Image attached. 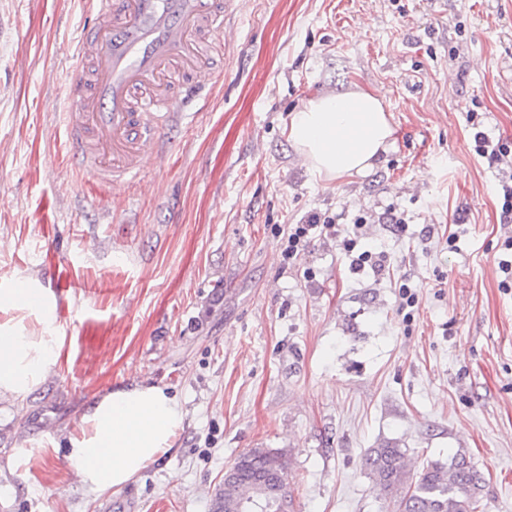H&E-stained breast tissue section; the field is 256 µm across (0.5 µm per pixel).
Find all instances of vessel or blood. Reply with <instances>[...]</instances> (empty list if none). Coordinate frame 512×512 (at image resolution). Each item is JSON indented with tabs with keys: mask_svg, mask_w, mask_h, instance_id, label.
I'll return each instance as SVG.
<instances>
[{
	"mask_svg": "<svg viewBox=\"0 0 512 512\" xmlns=\"http://www.w3.org/2000/svg\"><path fill=\"white\" fill-rule=\"evenodd\" d=\"M235 0H109L83 34L68 84L67 145L103 183L136 180L194 92Z\"/></svg>",
	"mask_w": 512,
	"mask_h": 512,
	"instance_id": "vessel-or-blood-1",
	"label": "vessel or blood"
}]
</instances>
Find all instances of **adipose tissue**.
<instances>
[{"instance_id": "ef3b65f1", "label": "adipose tissue", "mask_w": 512, "mask_h": 512, "mask_svg": "<svg viewBox=\"0 0 512 512\" xmlns=\"http://www.w3.org/2000/svg\"><path fill=\"white\" fill-rule=\"evenodd\" d=\"M392 124L379 95L348 90L295 111L288 137L317 176L337 179L371 171L385 152ZM56 301L41 288H0V391L23 399L59 363L61 339L50 324ZM34 329H26L25 320ZM175 397L139 384L102 396L69 439V469L94 492L126 484L172 446L183 422Z\"/></svg>"}]
</instances>
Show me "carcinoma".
Instances as JSON below:
<instances>
[{
    "label": "carcinoma",
    "mask_w": 512,
    "mask_h": 512,
    "mask_svg": "<svg viewBox=\"0 0 512 512\" xmlns=\"http://www.w3.org/2000/svg\"><path fill=\"white\" fill-rule=\"evenodd\" d=\"M364 466L376 483L394 494L397 512H475L485 477L464 454L444 465L430 462L409 480L405 453L395 445L371 449ZM217 512H293L288 458L280 449L254 448L231 466Z\"/></svg>",
    "instance_id": "cac0c4a2"
}]
</instances>
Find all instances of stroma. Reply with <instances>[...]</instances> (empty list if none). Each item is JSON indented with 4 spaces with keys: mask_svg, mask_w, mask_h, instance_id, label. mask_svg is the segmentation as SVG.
I'll return each instance as SVG.
<instances>
[{
    "mask_svg": "<svg viewBox=\"0 0 512 512\" xmlns=\"http://www.w3.org/2000/svg\"><path fill=\"white\" fill-rule=\"evenodd\" d=\"M215 37L220 80L168 130L139 180L102 185L65 145L67 86L100 0H0V286L53 290L60 363L0 394V512H215L224 471L282 450L294 512H394L364 467L466 454L479 512H512V293L499 288V171L467 113L512 138V0H237ZM357 87L394 130L367 175L313 174L293 112ZM407 222L392 233L385 213ZM387 254L352 273L339 238L284 268L279 226L311 214ZM418 298L410 322L400 284ZM175 395L171 449L89 492L65 462L103 395Z\"/></svg>",
    "mask_w": 512,
    "mask_h": 512,
    "instance_id": "stroma-1",
    "label": "stroma"
}]
</instances>
